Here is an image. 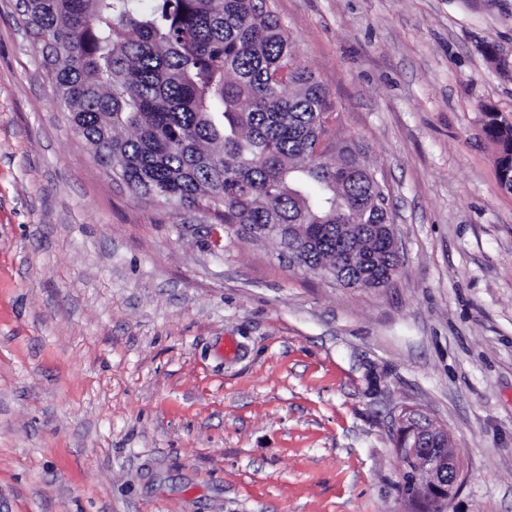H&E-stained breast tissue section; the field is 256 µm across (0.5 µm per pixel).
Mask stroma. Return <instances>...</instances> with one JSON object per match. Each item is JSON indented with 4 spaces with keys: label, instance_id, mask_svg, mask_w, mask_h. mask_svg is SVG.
<instances>
[{
    "label": "stroma",
    "instance_id": "35a3bbf8",
    "mask_svg": "<svg viewBox=\"0 0 512 512\" xmlns=\"http://www.w3.org/2000/svg\"><path fill=\"white\" fill-rule=\"evenodd\" d=\"M0 0V512H414L394 420L447 428L446 512H512V0H274L393 204L381 290L211 245L98 167ZM487 111L486 130L488 134L494 137L500 146V156L498 159V171L512 169V124L497 122L496 118Z\"/></svg>",
    "mask_w": 512,
    "mask_h": 512
}]
</instances>
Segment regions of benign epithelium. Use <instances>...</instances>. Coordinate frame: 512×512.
Wrapping results in <instances>:
<instances>
[{"label":"benign epithelium","instance_id":"7a95c632","mask_svg":"<svg viewBox=\"0 0 512 512\" xmlns=\"http://www.w3.org/2000/svg\"><path fill=\"white\" fill-rule=\"evenodd\" d=\"M412 424L405 413L395 419V438L398 448L394 452L417 464L413 486L436 508L448 504L461 489L465 474L448 430L427 417L421 423V439H429L434 448H421L418 442L406 437Z\"/></svg>","mask_w":512,"mask_h":512}]
</instances>
